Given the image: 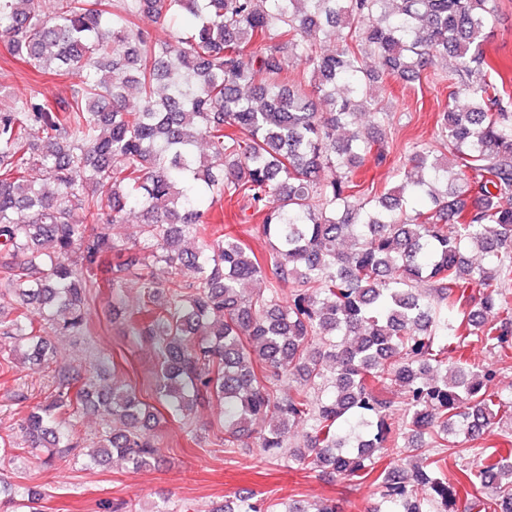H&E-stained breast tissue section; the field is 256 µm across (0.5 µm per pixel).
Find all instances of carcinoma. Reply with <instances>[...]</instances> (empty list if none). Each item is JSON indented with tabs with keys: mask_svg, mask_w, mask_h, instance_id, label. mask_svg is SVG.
Here are the masks:
<instances>
[{
	"mask_svg": "<svg viewBox=\"0 0 512 512\" xmlns=\"http://www.w3.org/2000/svg\"><path fill=\"white\" fill-rule=\"evenodd\" d=\"M497 10V0H112L110 12L102 0H0L14 55L79 77L65 96L33 87L0 106V301L15 302L8 314L0 305L12 343L0 357L24 345L41 363L49 335H89L110 256L107 287L139 283L127 330L154 341L155 394L173 415L216 398L224 447L255 438L304 470L371 478L390 512H459L466 482L493 498H470L464 512H512V453L477 444L512 421V395L488 390L493 369L459 360L477 346L512 358V88L484 49ZM185 13L195 26L164 40L135 24ZM440 60L448 104L435 145L362 188L355 170L386 158V84L419 81ZM363 118L377 135L358 129ZM226 201L258 215L263 254L210 222ZM134 206L129 244L109 228ZM55 379L23 417L28 446L83 448L65 415L93 409L112 416L87 453L94 464L157 460L154 407L135 389L66 367ZM300 423L309 432L292 446ZM424 447L479 467L450 478ZM388 448L406 449L404 463L378 473ZM274 510L246 496L217 512ZM285 512L342 510L327 500Z\"/></svg>",
	"mask_w": 512,
	"mask_h": 512,
	"instance_id": "obj_1",
	"label": "carcinoma"
}]
</instances>
